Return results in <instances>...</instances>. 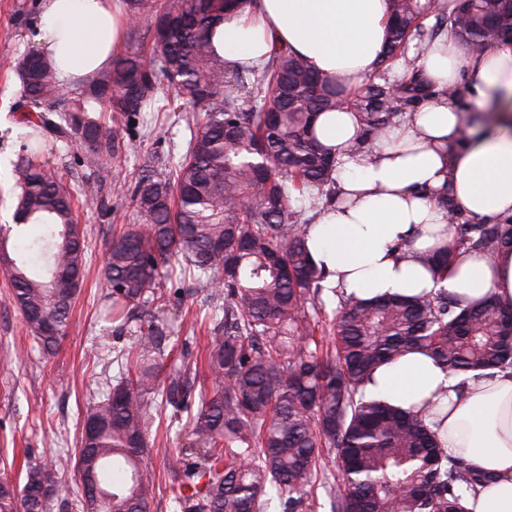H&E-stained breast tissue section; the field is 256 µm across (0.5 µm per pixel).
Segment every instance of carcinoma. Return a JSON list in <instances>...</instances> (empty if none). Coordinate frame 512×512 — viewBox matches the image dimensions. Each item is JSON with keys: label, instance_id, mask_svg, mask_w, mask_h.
<instances>
[{"label": "carcinoma", "instance_id": "cac0c4a2", "mask_svg": "<svg viewBox=\"0 0 512 512\" xmlns=\"http://www.w3.org/2000/svg\"><path fill=\"white\" fill-rule=\"evenodd\" d=\"M131 20L152 25L159 73L129 52L87 84L70 88L42 56L17 64L25 123L37 128L13 169L20 225L10 237L42 234L3 274L31 337L53 352L65 335L84 275L87 243L69 188L43 157L48 135L84 148L77 163L109 173L127 129L145 112H165L163 75L192 108L185 153L160 173L137 178L131 195L145 223L112 239L105 254L101 314L129 336L115 351L118 376L86 412L75 467L83 512H151L156 472L149 439L168 414L167 432H189L168 466L179 512H303L319 484L332 512H466V492L483 476L450 458L436 434L409 412L365 397L385 362L424 352L454 373L512 367V307L493 297L464 306L440 292L373 302L338 299L333 340L324 346L308 306L326 290L327 273L306 245L301 199L336 201V157L315 134L323 112L344 105L356 116L352 154L405 118L434 90L421 73L433 38L451 32L469 45L512 34V0H390L380 66L354 90L317 75L288 47L273 44L267 62L231 68L216 52L227 0H126ZM434 17L427 28L423 20ZM416 54L406 55L411 40ZM100 106L89 116V106ZM453 248L493 254L512 247V218L473 224L447 198ZM224 317L208 318L205 377L165 356L187 339L173 335L161 308L182 305L180 288H163L174 265ZM331 457L340 473L320 468ZM61 459L25 463L23 480L0 478V512H48Z\"/></svg>", "mask_w": 512, "mask_h": 512}]
</instances>
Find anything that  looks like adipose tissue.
I'll return each mask as SVG.
<instances>
[{"label": "adipose tissue", "instance_id": "adipose-tissue-1", "mask_svg": "<svg viewBox=\"0 0 512 512\" xmlns=\"http://www.w3.org/2000/svg\"><path fill=\"white\" fill-rule=\"evenodd\" d=\"M389 0H252L226 16L215 45L232 67H258L273 43L288 46L322 77L354 87L374 72L383 50ZM130 21L121 0H45L33 39L60 80L79 84L108 66ZM435 94L389 128L369 154L349 156L350 112L319 115V139L333 148L338 203L308 230L307 247L329 273L328 287L363 299L447 293L471 304L496 296L512 304V250L493 257L459 253L449 275L433 276L424 256L452 245L448 196L477 222L512 217V43L474 50L441 34L422 61ZM498 100L487 136L465 135V117L483 122ZM366 397L421 416L449 455L487 480L467 495L468 512H512V370L451 373L409 352L382 365Z\"/></svg>", "mask_w": 512, "mask_h": 512}]
</instances>
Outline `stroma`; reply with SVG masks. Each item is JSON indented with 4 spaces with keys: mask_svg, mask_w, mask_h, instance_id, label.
I'll list each match as a JSON object with an SVG mask.
<instances>
[{
    "mask_svg": "<svg viewBox=\"0 0 512 512\" xmlns=\"http://www.w3.org/2000/svg\"><path fill=\"white\" fill-rule=\"evenodd\" d=\"M40 0H0V151L18 154L21 84L16 74L19 59L32 50L31 26L38 19ZM172 109L148 115V127L139 135L125 136V147L112 162L107 179L75 164L77 145L47 154L50 165L77 190V218L86 234L88 267L70 324L55 354L33 345L20 312L9 300L11 288L0 274V467L19 479L26 458L60 456L62 497L74 499L81 485L74 468V452L81 436V417L96 401L104 380L118 372L114 350L121 342L109 323L97 314L98 300L106 289L105 252L113 236L143 223L131 196L120 194L123 184H134L149 158L172 164L170 149L185 145L190 137L181 114L188 106L173 90L160 86ZM207 293L190 287L182 306L168 307L166 315L175 335L193 336L187 362L201 357L205 344L194 333V314L206 309Z\"/></svg>",
    "mask_w": 512,
    "mask_h": 512,
    "instance_id": "obj_1",
    "label": "stroma"
}]
</instances>
